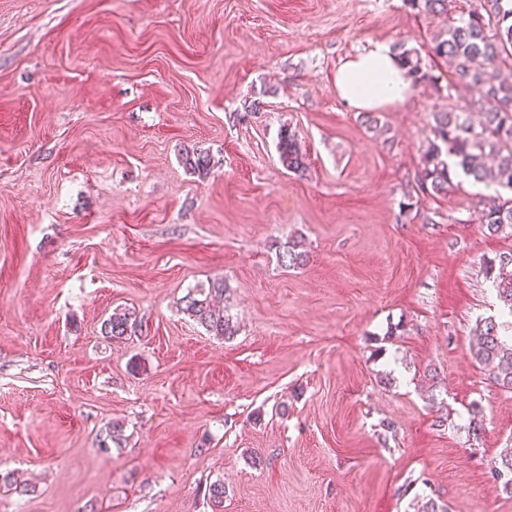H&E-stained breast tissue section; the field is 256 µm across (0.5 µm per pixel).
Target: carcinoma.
I'll return each mask as SVG.
<instances>
[{
  "mask_svg": "<svg viewBox=\"0 0 512 512\" xmlns=\"http://www.w3.org/2000/svg\"><path fill=\"white\" fill-rule=\"evenodd\" d=\"M404 5L420 13H444L447 0H403ZM429 53L453 67L457 74L477 88L479 97L469 102L461 116L441 112L436 118L434 139L423 154L419 185L437 195L454 189L452 174L462 173L480 183L487 176L486 160L494 161L492 175L496 186L512 193V84L500 78L504 68H512V0H474L470 8L457 18L448 19L446 34L435 39ZM398 57L406 66L412 86L428 79L421 58L414 49L399 47ZM478 113V120L468 113ZM281 165L289 172L303 174L307 170L306 155L300 150L295 133L283 127L278 133ZM184 165L199 176L211 170V158L203 151H187ZM482 224L491 235L512 229V196L499 195L482 210ZM300 242L288 241L279 254L286 267L303 266L306 252ZM485 278L491 283L500 304L501 321L492 318L479 328L477 339L470 346V355L488 372L491 382L512 392V343L506 333L512 330V253L485 265ZM227 285L218 278L198 287L185 296L184 311L208 332L230 337L236 329L216 300L224 297ZM140 323L136 312L116 308L102 323L104 335L114 341L129 339ZM469 432L479 438L483 432V411L477 404L469 407ZM497 479L512 489V448L504 451L492 467Z\"/></svg>",
  "mask_w": 512,
  "mask_h": 512,
  "instance_id": "obj_1",
  "label": "carcinoma"
}]
</instances>
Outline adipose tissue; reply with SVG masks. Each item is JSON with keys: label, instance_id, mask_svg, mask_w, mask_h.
I'll return each instance as SVG.
<instances>
[{"label": "adipose tissue", "instance_id": "obj_1", "mask_svg": "<svg viewBox=\"0 0 512 512\" xmlns=\"http://www.w3.org/2000/svg\"><path fill=\"white\" fill-rule=\"evenodd\" d=\"M335 86L338 96L358 111L397 107L411 94L405 69L384 44L344 60L336 70Z\"/></svg>", "mask_w": 512, "mask_h": 512}]
</instances>
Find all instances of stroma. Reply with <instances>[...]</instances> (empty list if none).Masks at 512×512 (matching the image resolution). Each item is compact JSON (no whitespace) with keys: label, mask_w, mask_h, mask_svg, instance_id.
Here are the masks:
<instances>
[{"label":"stroma","mask_w":512,"mask_h":512,"mask_svg":"<svg viewBox=\"0 0 512 512\" xmlns=\"http://www.w3.org/2000/svg\"><path fill=\"white\" fill-rule=\"evenodd\" d=\"M468 7L0 0V472L32 487L0 512H512V392L469 353L512 232L482 228L485 185L416 186L435 113L477 95L427 54ZM376 43L429 79L369 115L334 78ZM297 236L307 265L281 267ZM210 278L228 339L183 311ZM117 307L141 322L123 342ZM278 153L281 165L295 174H304L307 170L306 155L300 150L295 133L283 127L278 133ZM141 326L136 312L130 308H115L102 323L104 335L113 341L129 339Z\"/></svg>","instance_id":"stroma-1"}]
</instances>
